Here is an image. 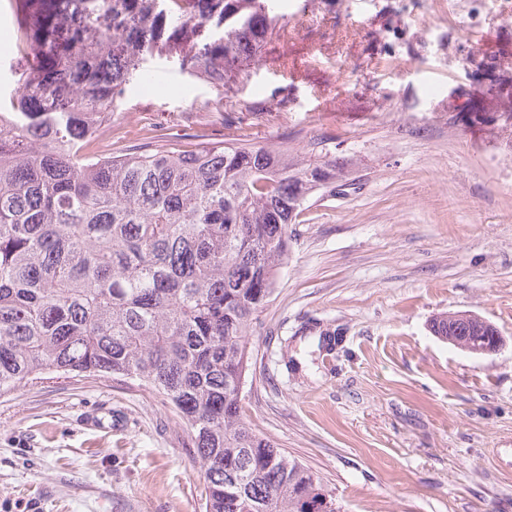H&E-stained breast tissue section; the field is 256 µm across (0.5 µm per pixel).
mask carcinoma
Masks as SVG:
<instances>
[{
  "label": "carcinoma",
  "mask_w": 512,
  "mask_h": 512,
  "mask_svg": "<svg viewBox=\"0 0 512 512\" xmlns=\"http://www.w3.org/2000/svg\"><path fill=\"white\" fill-rule=\"evenodd\" d=\"M34 60L0 90V393L49 372L114 375L189 428L205 512H340L321 479L241 415L249 331L309 198L348 181L335 137L238 134L192 149L92 150L145 63L210 84L247 74L282 25L272 0H25Z\"/></svg>",
  "instance_id": "cac0c4a2"
}]
</instances>
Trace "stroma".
<instances>
[{"mask_svg":"<svg viewBox=\"0 0 512 512\" xmlns=\"http://www.w3.org/2000/svg\"><path fill=\"white\" fill-rule=\"evenodd\" d=\"M277 2L291 34L225 78L231 113L155 58L151 91L116 103L112 147L163 128L190 149L228 115L259 144L334 136L352 184L291 227L242 416L342 512H512V0ZM22 16L0 0V63L31 48ZM458 311L503 348L432 334ZM206 494L184 421L137 382L54 373L0 395V512H203ZM475 322L484 325L488 330L495 328L494 325L480 316L466 311L440 314L432 319L430 327L435 336L444 338L448 336L449 324L452 330H455L458 327L468 326V324ZM487 329H483L477 336H468L467 330L460 331L458 329L455 336H448V340H444L455 348L474 355L494 354L503 346V337L499 333L494 336V331H488ZM489 338L492 340L491 343L488 341Z\"/></svg>","mask_w":512,"mask_h":512,"instance_id":"1","label":"stroma"}]
</instances>
